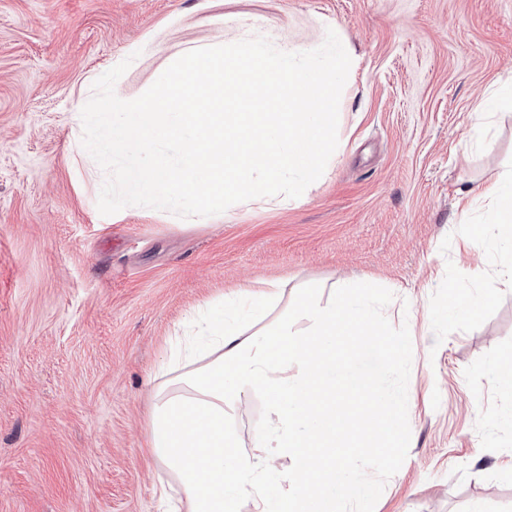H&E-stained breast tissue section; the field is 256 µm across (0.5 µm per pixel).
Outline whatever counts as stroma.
<instances>
[{
    "instance_id": "35a3bbf8",
    "label": "stroma",
    "mask_w": 512,
    "mask_h": 512,
    "mask_svg": "<svg viewBox=\"0 0 512 512\" xmlns=\"http://www.w3.org/2000/svg\"><path fill=\"white\" fill-rule=\"evenodd\" d=\"M334 28L358 66L340 100L345 145L297 201L232 205L201 223L128 206L101 215L84 170L82 107L122 61L132 100L193 49L267 37L283 51ZM512 78V0H0V512H164L147 446L155 367L199 309L279 283L267 323L305 290L367 279L372 308L414 352L349 373L396 396L391 454L353 453L376 485L339 512H512V256L463 237V213L512 164L465 152L475 100ZM492 288L475 318L433 319L449 289ZM496 421H487V414Z\"/></svg>"
}]
</instances>
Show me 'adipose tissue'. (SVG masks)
<instances>
[{"label":"adipose tissue","instance_id":"adipose-tissue-1","mask_svg":"<svg viewBox=\"0 0 512 512\" xmlns=\"http://www.w3.org/2000/svg\"><path fill=\"white\" fill-rule=\"evenodd\" d=\"M491 219L480 234L512 250V176L487 186ZM370 282L343 284L338 297L320 303L298 298L292 315L311 327L307 335L281 321L276 332L246 333L259 325L280 298L269 282L225 299L219 314H207L179 373L155 385L148 446L161 469L176 482L184 512H337L347 489L372 496L375 485L351 474L349 454L394 446L399 418L392 395H374L367 378L350 374L343 346L381 352L390 366L408 355L406 340L384 333L364 298ZM357 401L343 412L337 394ZM265 415L243 437L239 412L254 397ZM293 457L294 471L274 460ZM298 485L297 495L288 488Z\"/></svg>","mask_w":512,"mask_h":512}]
</instances>
